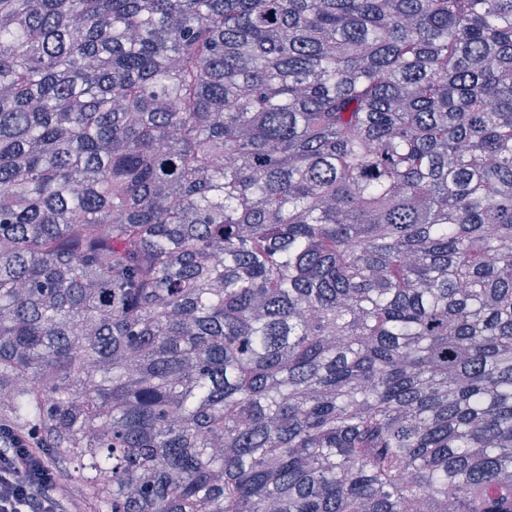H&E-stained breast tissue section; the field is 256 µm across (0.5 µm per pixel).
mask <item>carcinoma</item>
<instances>
[{"instance_id":"carcinoma-1","label":"carcinoma","mask_w":512,"mask_h":512,"mask_svg":"<svg viewBox=\"0 0 512 512\" xmlns=\"http://www.w3.org/2000/svg\"><path fill=\"white\" fill-rule=\"evenodd\" d=\"M106 512H512V0H0V421Z\"/></svg>"}]
</instances>
